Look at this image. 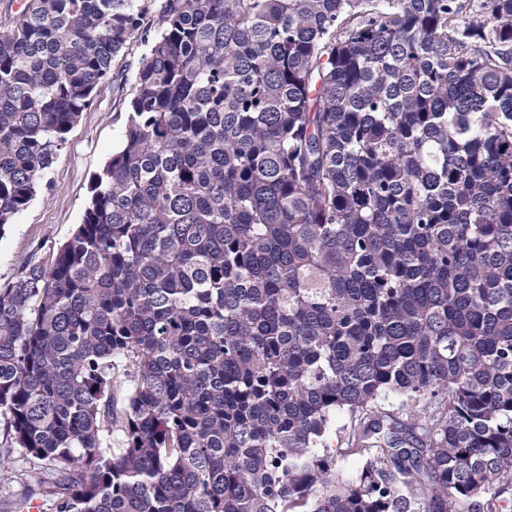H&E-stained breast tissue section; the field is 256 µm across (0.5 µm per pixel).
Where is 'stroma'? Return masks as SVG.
<instances>
[{
	"instance_id": "35a3bbf8",
	"label": "stroma",
	"mask_w": 512,
	"mask_h": 512,
	"mask_svg": "<svg viewBox=\"0 0 512 512\" xmlns=\"http://www.w3.org/2000/svg\"><path fill=\"white\" fill-rule=\"evenodd\" d=\"M145 51L138 43L116 59L112 82L100 88L94 106L68 134L41 189L0 233V282L14 277L24 262L46 259L49 249L67 240L81 223L93 174L121 144L134 71Z\"/></svg>"
}]
</instances>
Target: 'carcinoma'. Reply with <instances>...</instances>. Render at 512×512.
Listing matches in <instances>:
<instances>
[{
    "label": "carcinoma",
    "instance_id": "obj_1",
    "mask_svg": "<svg viewBox=\"0 0 512 512\" xmlns=\"http://www.w3.org/2000/svg\"><path fill=\"white\" fill-rule=\"evenodd\" d=\"M139 41L82 223L0 284V473L49 512H512V0H26L0 231Z\"/></svg>",
    "mask_w": 512,
    "mask_h": 512
}]
</instances>
